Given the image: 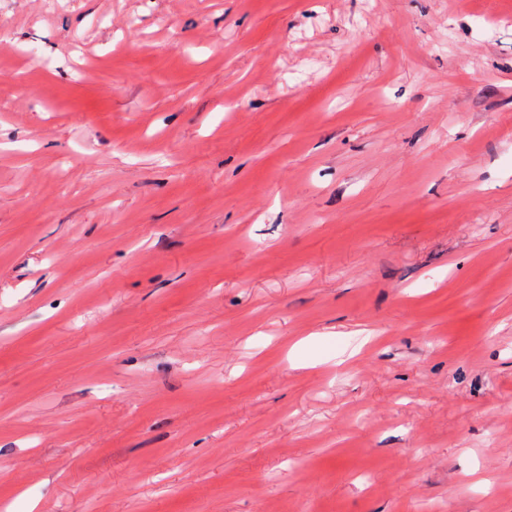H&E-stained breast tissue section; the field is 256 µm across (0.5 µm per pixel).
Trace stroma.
Instances as JSON below:
<instances>
[{
	"instance_id": "obj_1",
	"label": "stroma",
	"mask_w": 512,
	"mask_h": 512,
	"mask_svg": "<svg viewBox=\"0 0 512 512\" xmlns=\"http://www.w3.org/2000/svg\"><path fill=\"white\" fill-rule=\"evenodd\" d=\"M0 503L512 512V0H0Z\"/></svg>"
}]
</instances>
